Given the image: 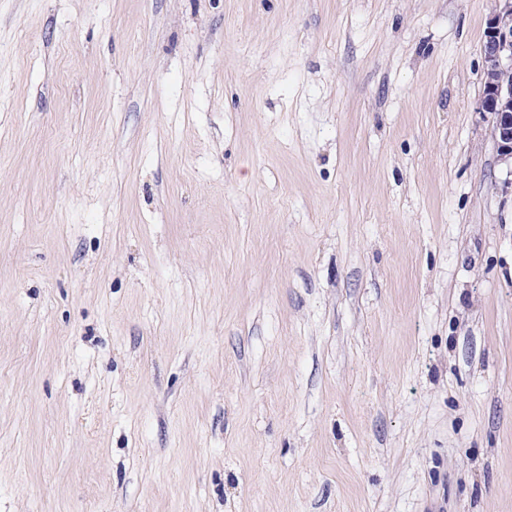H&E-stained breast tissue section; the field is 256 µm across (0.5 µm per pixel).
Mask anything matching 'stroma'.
<instances>
[{
    "mask_svg": "<svg viewBox=\"0 0 512 512\" xmlns=\"http://www.w3.org/2000/svg\"><path fill=\"white\" fill-rule=\"evenodd\" d=\"M493 0H0V512H512Z\"/></svg>",
    "mask_w": 512,
    "mask_h": 512,
    "instance_id": "stroma-1",
    "label": "stroma"
}]
</instances>
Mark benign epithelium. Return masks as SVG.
Returning <instances> with one entry per match:
<instances>
[{"instance_id": "7a95c632", "label": "benign epithelium", "mask_w": 512, "mask_h": 512, "mask_svg": "<svg viewBox=\"0 0 512 512\" xmlns=\"http://www.w3.org/2000/svg\"><path fill=\"white\" fill-rule=\"evenodd\" d=\"M481 54L480 112L491 115L500 160L512 166V0H494Z\"/></svg>"}]
</instances>
